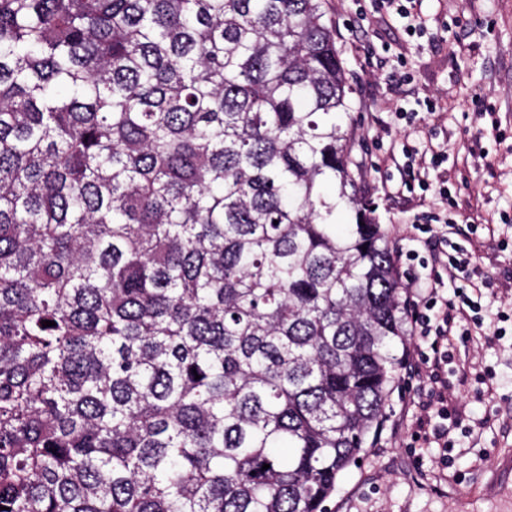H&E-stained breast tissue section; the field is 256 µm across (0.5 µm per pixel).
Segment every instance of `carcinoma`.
I'll return each mask as SVG.
<instances>
[{
  "label": "carcinoma",
  "instance_id": "cac0c4a2",
  "mask_svg": "<svg viewBox=\"0 0 512 512\" xmlns=\"http://www.w3.org/2000/svg\"><path fill=\"white\" fill-rule=\"evenodd\" d=\"M350 94L324 0H0V512H324L407 336Z\"/></svg>",
  "mask_w": 512,
  "mask_h": 512
}]
</instances>
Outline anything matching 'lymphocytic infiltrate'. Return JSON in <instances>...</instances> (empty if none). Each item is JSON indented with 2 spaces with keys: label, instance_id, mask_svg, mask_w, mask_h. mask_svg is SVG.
Segmentation results:
<instances>
[{
  "label": "lymphocytic infiltrate",
  "instance_id": "obj_1",
  "mask_svg": "<svg viewBox=\"0 0 512 512\" xmlns=\"http://www.w3.org/2000/svg\"><path fill=\"white\" fill-rule=\"evenodd\" d=\"M438 214L427 215L418 227L424 233V243L431 249V260L438 272L425 279H412L405 285V304L411 324V337L415 344L407 350L410 370L420 382L429 384L438 408L439 424L425 417L415 421V434L425 443L448 445L449 426H461V417L455 416L447 406L448 363L451 355L448 341L453 336L467 335L470 327L482 326L481 305L475 296L480 293L481 282L473 280L472 253L467 245L478 231L477 225L467 228L451 225L449 232L434 229ZM453 282L452 297L442 293L444 282Z\"/></svg>",
  "mask_w": 512,
  "mask_h": 512
}]
</instances>
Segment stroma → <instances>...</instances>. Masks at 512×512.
Here are the masks:
<instances>
[{"instance_id": "stroma-1", "label": "stroma", "mask_w": 512, "mask_h": 512, "mask_svg": "<svg viewBox=\"0 0 512 512\" xmlns=\"http://www.w3.org/2000/svg\"><path fill=\"white\" fill-rule=\"evenodd\" d=\"M359 0H325L326 18L353 86L347 124L359 176L394 248L417 250L402 278L423 275L429 251L417 224L431 213L478 225L472 266L492 285L481 298L482 328L453 338L448 402L469 433L453 430L447 469L439 449L415 443L420 411L395 383L383 423L358 464L341 475L327 512H512V482L490 494L501 457H512V0H424V35L396 16L368 13ZM429 97L435 114L396 119ZM434 145L447 154L439 175L456 204L444 208L437 187L401 190L408 149ZM503 335H496V328Z\"/></svg>"}]
</instances>
